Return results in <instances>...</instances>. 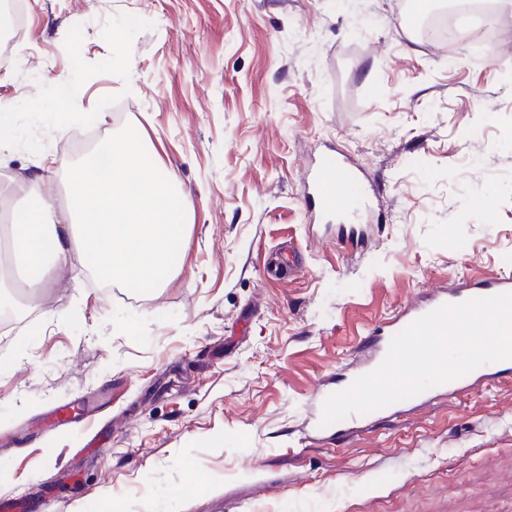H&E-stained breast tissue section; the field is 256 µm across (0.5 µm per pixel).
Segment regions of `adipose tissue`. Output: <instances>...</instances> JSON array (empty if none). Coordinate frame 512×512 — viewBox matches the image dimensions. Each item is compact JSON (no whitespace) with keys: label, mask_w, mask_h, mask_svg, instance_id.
<instances>
[{"label":"adipose tissue","mask_w":512,"mask_h":512,"mask_svg":"<svg viewBox=\"0 0 512 512\" xmlns=\"http://www.w3.org/2000/svg\"><path fill=\"white\" fill-rule=\"evenodd\" d=\"M105 167L85 157L71 171L67 205L44 200L43 177L25 180L26 198L11 214V270L41 287L52 267L89 263L101 280L165 284L171 267L172 216L183 207L173 178L161 172L136 131L105 140Z\"/></svg>","instance_id":"1"}]
</instances>
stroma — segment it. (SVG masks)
I'll use <instances>...</instances> for the list:
<instances>
[{"instance_id":"stroma-1","label":"stroma","mask_w":512,"mask_h":512,"mask_svg":"<svg viewBox=\"0 0 512 512\" xmlns=\"http://www.w3.org/2000/svg\"><path fill=\"white\" fill-rule=\"evenodd\" d=\"M398 0H31L0 63V202L136 131L187 201L164 286L52 270L0 329V500L34 512H512V372L321 426L369 329L512 272V55L425 45ZM134 67V85L125 81ZM81 88L57 110L63 88ZM376 187L310 222L326 143ZM95 398L91 420L49 412Z\"/></svg>"}]
</instances>
